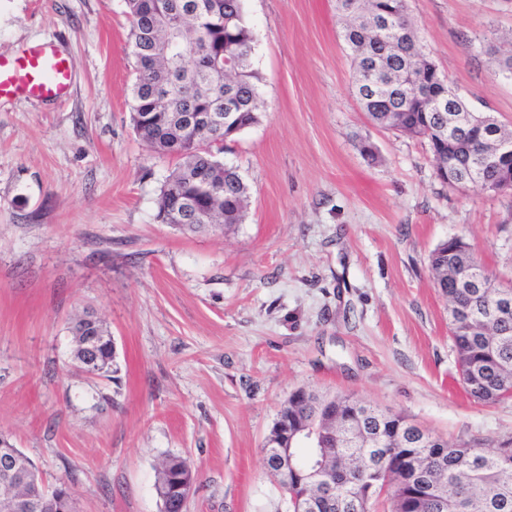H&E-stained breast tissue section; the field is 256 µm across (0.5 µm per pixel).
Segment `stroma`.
Returning a JSON list of instances; mask_svg holds the SVG:
<instances>
[{
	"label": "stroma",
	"instance_id": "35a3bbf8",
	"mask_svg": "<svg viewBox=\"0 0 512 512\" xmlns=\"http://www.w3.org/2000/svg\"><path fill=\"white\" fill-rule=\"evenodd\" d=\"M418 44L475 113L512 129V0H407ZM265 110L220 158L252 191L231 230L161 223L173 157L130 118L124 0H0V55L52 41L62 102H0V436L75 512H161L157 466L187 460V512H288L262 443L300 387L409 416L451 444L512 437V398L474 400L430 252L464 238L512 282V192L454 191L427 142L373 125L352 92L336 0H244ZM370 142L375 160L360 152ZM112 372L77 369L83 312Z\"/></svg>",
	"mask_w": 512,
	"mask_h": 512
}]
</instances>
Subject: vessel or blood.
I'll list each match as a JSON object with an SVG mask.
<instances>
[{
    "label": "vessel or blood",
    "mask_w": 512,
    "mask_h": 512,
    "mask_svg": "<svg viewBox=\"0 0 512 512\" xmlns=\"http://www.w3.org/2000/svg\"><path fill=\"white\" fill-rule=\"evenodd\" d=\"M72 87L71 61L54 43L33 44L14 57L0 55V101L58 102L69 97Z\"/></svg>",
    "instance_id": "1"
}]
</instances>
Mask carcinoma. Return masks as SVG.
Returning a JSON list of instances; mask_svg holds the SVG:
<instances>
[{
    "label": "carcinoma",
    "mask_w": 512,
    "mask_h": 512,
    "mask_svg": "<svg viewBox=\"0 0 512 512\" xmlns=\"http://www.w3.org/2000/svg\"><path fill=\"white\" fill-rule=\"evenodd\" d=\"M342 38L350 48L356 96L367 93L363 104L378 126L426 139L433 154L436 177L450 189L476 188L481 182L501 180V167L493 155L494 141L512 137L497 121L486 127V142L458 143L461 168L448 170V139L463 136V129L448 123V115L469 109L451 87L448 77L420 50L406 12V0H337ZM130 23L128 46L136 63L132 86L131 122L138 138L154 153L178 159L165 178L156 201L157 218L163 224L198 231L208 224H222L228 231L242 223L250 186L236 167L217 157L224 141L234 138L221 125L232 112L238 128L260 120V76L251 57L255 35L245 18L242 0H126ZM228 60V72L216 61ZM205 113L213 120L186 130L185 114ZM191 212L196 219L183 221ZM436 287L450 298L449 331L472 397L495 403L512 386V314L500 316L498 299L484 285L493 281L480 258L464 239L452 237L430 253ZM103 322L92 315L74 320V336ZM336 406L340 419L357 425L366 422L377 429L384 457L380 468L372 466L375 450L340 447L331 426H321L318 406ZM369 406L349 395L292 391L277 414L264 445L297 439L308 427H322L324 445L332 466L341 469L338 454L349 451L359 458L360 477L346 482L336 474V504H321L316 512H371L373 503L390 486L395 512H512V443L494 448L477 441L450 445L437 440L434 447L402 446L412 420L396 413L381 420ZM295 470L278 473L288 500L304 493V460L299 448ZM179 456L165 458L157 473V492L167 494L176 478L186 481L194 494L197 481ZM35 502L33 512H58L63 487L24 489Z\"/></svg>",
    "instance_id": "1"
}]
</instances>
